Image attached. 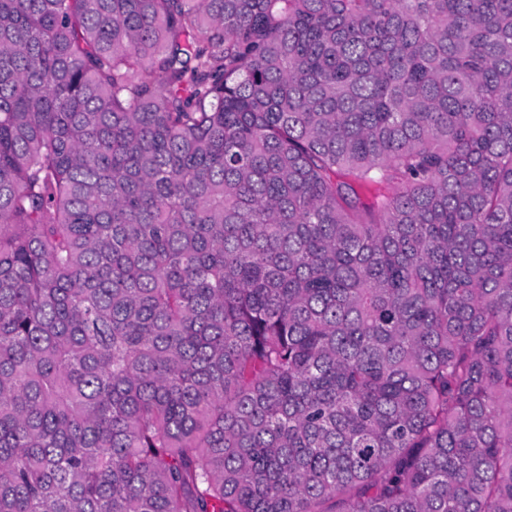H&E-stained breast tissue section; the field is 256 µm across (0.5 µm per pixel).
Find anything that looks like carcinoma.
I'll return each mask as SVG.
<instances>
[{
	"instance_id": "cac0c4a2",
	"label": "carcinoma",
	"mask_w": 512,
	"mask_h": 512,
	"mask_svg": "<svg viewBox=\"0 0 512 512\" xmlns=\"http://www.w3.org/2000/svg\"><path fill=\"white\" fill-rule=\"evenodd\" d=\"M0 512H512V0H0Z\"/></svg>"
}]
</instances>
